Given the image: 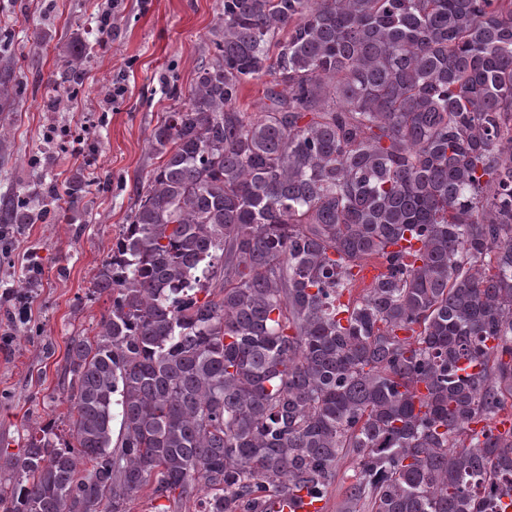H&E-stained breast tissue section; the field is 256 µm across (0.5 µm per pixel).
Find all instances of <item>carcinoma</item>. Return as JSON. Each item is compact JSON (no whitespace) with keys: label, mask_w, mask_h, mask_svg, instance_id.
<instances>
[{"label":"carcinoma","mask_w":512,"mask_h":512,"mask_svg":"<svg viewBox=\"0 0 512 512\" xmlns=\"http://www.w3.org/2000/svg\"><path fill=\"white\" fill-rule=\"evenodd\" d=\"M211 43L0 512H270L347 459L337 512H507L512 0H219ZM264 81L254 80L245 85L241 98V105L248 112H258L264 100Z\"/></svg>","instance_id":"cac0c4a2"}]
</instances>
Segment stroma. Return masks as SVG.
Masks as SVG:
<instances>
[{
	"label": "stroma",
	"instance_id": "1",
	"mask_svg": "<svg viewBox=\"0 0 512 512\" xmlns=\"http://www.w3.org/2000/svg\"><path fill=\"white\" fill-rule=\"evenodd\" d=\"M217 0H0V204L42 210L0 239V448L61 416L70 337L94 336L109 295L91 293L158 159L151 130L187 94L211 47ZM79 82H66L69 72ZM85 191L68 209L73 178ZM54 199H47L48 188Z\"/></svg>",
	"mask_w": 512,
	"mask_h": 512
}]
</instances>
